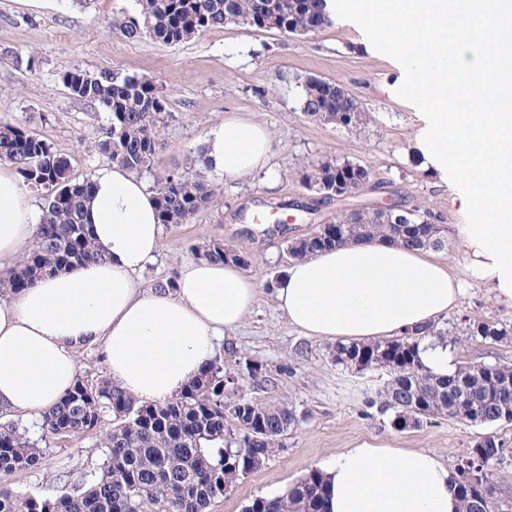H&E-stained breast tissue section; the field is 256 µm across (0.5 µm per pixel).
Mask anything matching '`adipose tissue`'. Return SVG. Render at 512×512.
<instances>
[{
    "instance_id": "ef3b65f1",
    "label": "adipose tissue",
    "mask_w": 512,
    "mask_h": 512,
    "mask_svg": "<svg viewBox=\"0 0 512 512\" xmlns=\"http://www.w3.org/2000/svg\"><path fill=\"white\" fill-rule=\"evenodd\" d=\"M407 73L423 112L422 143L457 185L471 221L459 225L475 274L512 305V0H331ZM225 177L262 169L266 129L228 118L205 139ZM85 219L99 261L0 298V411L39 417L76 381L79 350L99 345L107 374L144 402L175 397L256 302L241 266L185 262L174 287L144 289L137 274L163 234L157 195L131 171L100 169ZM42 213L0 168V268L33 236ZM464 288L447 263L381 240L292 260L273 286L278 310L305 337L369 343L432 326ZM326 512H462L440 454L360 442L322 469Z\"/></svg>"
}]
</instances>
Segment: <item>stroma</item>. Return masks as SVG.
<instances>
[{"mask_svg": "<svg viewBox=\"0 0 512 512\" xmlns=\"http://www.w3.org/2000/svg\"><path fill=\"white\" fill-rule=\"evenodd\" d=\"M135 11L134 0H51L40 10L18 0H0V121L19 125L50 143L69 161L71 177L81 181L107 165L91 145L109 116L71 95L63 74L78 68L145 78L166 94L174 117L160 129L165 148L155 171L141 172V179L151 184L159 170L188 172L216 186L217 195L207 209L187 223L165 228L157 259L140 281L148 287L167 280L184 261L197 258L206 241L245 246L250 255L246 270L263 290L242 327L216 346L220 352L234 347L239 356L238 361L225 363L227 369L237 371L240 381L225 387L224 402L233 405L244 395L263 406L285 405L298 422L280 437L278 450L263 466L241 477L209 512H245L254 498L283 492L358 441L431 450L454 470L467 449L489 432L506 448L504 459L490 467L493 482L503 493L512 494V422L487 427L437 416L415 428H393L387 416L367 405L386 383V371L358 374L336 365L332 343L306 338L291 328L270 293L291 262L286 237L308 235L317 225L333 221L337 213L381 201L384 193L391 192L435 213L447 228L448 245L440 255L467 284L457 308L438 322L441 330L460 342L454 351L456 361L512 365V340H474L463 329L466 317L512 326V306L495 300L489 283L467 268L457 227L469 218L454 186L427 170L417 149L418 107L400 95L404 70L388 55L368 48L363 33L337 15L308 36L227 27L165 45L146 38L130 42L109 30L113 17ZM311 77L346 85L365 113L362 125L348 129L307 116L302 96ZM227 117L266 126L273 154L264 169L231 180L205 165V134ZM336 158L367 169L372 188L297 219L288 236L253 239L243 234L241 211L257 210L263 201L304 194L302 165ZM249 362L263 366L266 382L248 378ZM103 458L98 437L89 433L65 446L51 447L43 466L19 476L17 486L50 496L59 477L78 484Z\"/></svg>", "mask_w": 512, "mask_h": 512, "instance_id": "1", "label": "stroma"}]
</instances>
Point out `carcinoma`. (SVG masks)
I'll return each instance as SVG.
<instances>
[{"mask_svg":"<svg viewBox=\"0 0 512 512\" xmlns=\"http://www.w3.org/2000/svg\"><path fill=\"white\" fill-rule=\"evenodd\" d=\"M138 11L112 22L128 40L149 38L178 44L200 32L227 27L226 17H258L252 30L306 35L327 26L331 19L324 0H137ZM66 83L77 99L96 104L109 114V125L94 143L95 152L130 171H148L164 148L159 128L168 121L166 97L149 81L109 70L89 73L75 68ZM309 116L338 126L355 128L363 113L357 101L327 99L324 83L309 79L302 99ZM0 161L16 168L31 188L46 191L42 221L35 241L18 263L0 276V288L18 291L57 271L74 270L99 257L83 204L93 189L90 180L74 181L68 160L46 142L22 127L0 122ZM351 169L362 179L369 173L348 160L313 162L301 172L303 182L320 186L332 171ZM159 217L163 224H185L208 207L215 186L188 173H156ZM386 238L411 248H441V233L428 224L419 237L407 235L398 224H349L346 241ZM245 257L247 249L212 240L200 256L224 261V252ZM466 334L474 339L500 341L512 330L496 321L470 319ZM423 337L415 334L361 344L338 343L336 364L357 372L384 369L389 379L371 404L399 426L410 415L419 419L446 415L475 424L493 425L505 420L512 400L499 395V381L512 373L490 367L478 376L460 367L451 375L431 372L419 357ZM224 361L214 357L176 398L163 403L141 402L121 390L112 379L87 373L37 423L39 434L15 420L0 424V512H207L248 473L252 456L277 443L297 422L286 406L266 407L241 397L242 411L224 409ZM258 431L259 441L249 443L241 420ZM100 433L105 458L97 474L70 488L59 487L51 497L14 487L19 474L43 466L51 442ZM504 444L489 435L477 440L458 465L461 478L479 468L482 480L470 486L483 496L496 491L489 465L501 458ZM321 472L314 470L283 493L257 497L256 512H324Z\"/></svg>","mask_w":512,"mask_h":512,"instance_id":"carcinoma-1","label":"carcinoma"}]
</instances>
